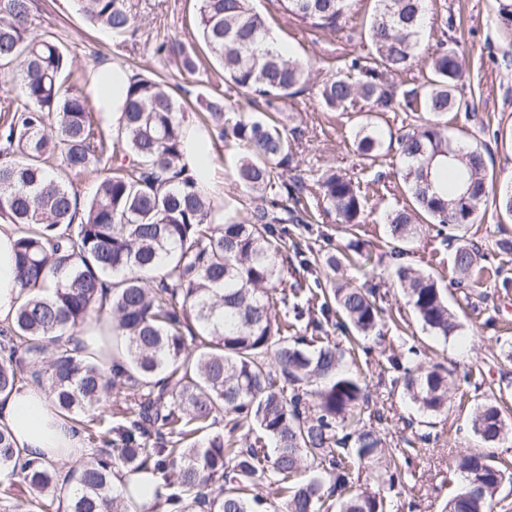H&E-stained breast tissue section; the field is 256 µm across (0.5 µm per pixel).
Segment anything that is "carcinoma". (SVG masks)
Instances as JSON below:
<instances>
[{
  "label": "carcinoma",
  "mask_w": 512,
  "mask_h": 512,
  "mask_svg": "<svg viewBox=\"0 0 512 512\" xmlns=\"http://www.w3.org/2000/svg\"><path fill=\"white\" fill-rule=\"evenodd\" d=\"M364 36L376 56L354 58L323 80L325 108L346 112L361 100L370 112H424L428 118L393 135L373 123L355 133L358 153L373 163L394 154L408 203L387 217L389 243L413 241L420 223L461 231L476 222L488 198L482 151L448 135L444 117L473 111L457 94L462 64L439 41L429 56V77L400 93L391 74L410 71L424 36L426 0H374ZM281 17L312 32L336 33L353 0H277ZM88 22L116 37H136L127 0H79ZM199 38L178 46L156 39L154 52H177L192 74L202 51L251 111L203 97V137L191 144L186 112L155 76L138 74L122 88L118 126L106 130L93 115V98L73 74L54 32L42 28L34 0H0V74L15 94L0 98V223L14 224L16 278L25 301L0 328V393L30 377L48 390L58 409L82 426L92 453L71 471L68 512H127L113 478L119 469L137 480L162 481L171 512H323L326 483L337 512H385V486L404 476L401 459L380 464L382 439L365 424L367 386L346 368L355 346L322 335L323 321L351 341L371 336L381 321L376 292L349 283L309 289L288 283L283 251L288 224H317L320 210L301 180L288 178L296 155L288 137V99L301 92L307 66L283 50L252 0H196ZM243 149L235 185L252 199L246 216L224 210L211 220L206 154L217 143ZM104 177L81 201L72 177L90 169ZM323 210L341 224L360 223L368 201L360 184L336 170L318 179ZM478 250L456 248L455 271L465 277ZM394 276L423 328L448 339L459 324L445 289L430 273L399 265ZM282 307L293 317L281 318ZM112 312V372L74 355L65 337L91 318ZM315 336L294 334L305 314ZM272 356L274 364L267 363ZM402 385L424 411L448 407V374L411 368L387 358ZM124 405L114 425L103 404ZM222 414L229 434L203 433ZM256 428L242 447L234 436ZM486 443L512 431L495 405L472 418ZM274 445V459L264 451ZM368 468L379 488L351 490L352 474ZM463 490L448 512H493L512 472L489 455L461 460ZM0 501L10 512H49L58 475L37 459L22 460L0 431ZM309 472L305 481L295 477ZM272 474L280 504L257 486Z\"/></svg>",
  "instance_id": "cac0c4a2"
}]
</instances>
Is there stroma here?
Listing matches in <instances>:
<instances>
[{"instance_id": "35a3bbf8", "label": "stroma", "mask_w": 512, "mask_h": 512, "mask_svg": "<svg viewBox=\"0 0 512 512\" xmlns=\"http://www.w3.org/2000/svg\"><path fill=\"white\" fill-rule=\"evenodd\" d=\"M127 3L139 33L135 39L122 41L90 27L77 0H35L44 26L64 44L81 80L94 82L97 71L108 62L122 65L132 75L156 74L173 89L190 123H198V101L223 88V71L206 60L196 74H184L173 57L152 51L159 35L191 41L194 0ZM255 5L287 50L312 65L305 90L286 107L291 125L301 130L295 173L308 194L318 195L313 176L329 169L363 183L377 180L379 188L357 226L348 227L329 216L322 223L297 230L288 241V264L298 265L304 254L344 251L352 246L371 254V262H357L344 272L353 285L375 290L388 315L381 335L366 339L369 352L358 359L360 377L369 390L365 418L383 436L387 452L405 453L410 460L411 474L405 484L387 492L391 512H441L463 486L459 464L464 456L489 450L496 462H512L511 436L490 449L471 428L472 417L487 404L512 415V218L490 202L476 223L464 229L465 239L479 247L481 258L479 274L463 287L457 285L453 270L455 243L435 231L425 232L407 254L391 255L385 216L406 203L396 175L398 166H373L359 156L353 138L363 115L325 111L317 95L331 68L356 57L374 56L375 49L362 32L373 0H356L352 21L332 36L278 19L272 0H256ZM427 5L423 44L434 47L436 34L445 35L448 46L456 49L462 61L459 91L474 103L473 112L449 113L448 129L462 142L485 151L489 191L498 193L512 180V21L500 15L499 0H428ZM238 153L233 146L209 155L214 218L218 221L223 218L225 202H238L243 210L249 207L248 198L240 196L226 177ZM399 264L441 276L448 289V307L460 325L455 335L444 340L423 330L392 275ZM410 346L422 349V366L437 365L451 372L447 412L424 414L402 392H391L382 366L388 356Z\"/></svg>"}]
</instances>
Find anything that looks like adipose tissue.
<instances>
[{"mask_svg": "<svg viewBox=\"0 0 512 512\" xmlns=\"http://www.w3.org/2000/svg\"><path fill=\"white\" fill-rule=\"evenodd\" d=\"M18 238L14 225H0V325L11 322L23 301L13 269V249ZM0 427L8 430L18 451L45 462L88 456L78 433L53 406L45 389L29 382L15 384L0 395Z\"/></svg>", "mask_w": 512, "mask_h": 512, "instance_id": "ef3b65f1", "label": "adipose tissue"}]
</instances>
